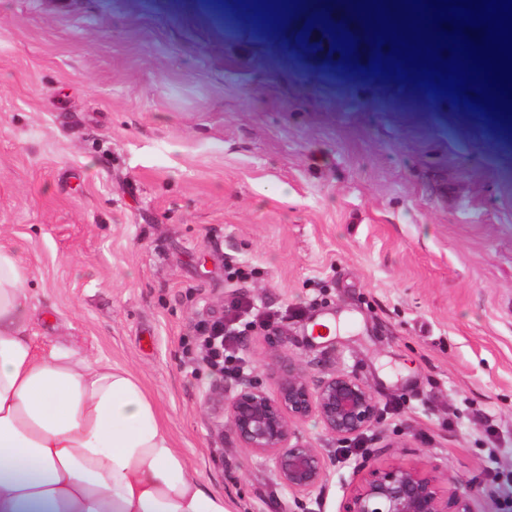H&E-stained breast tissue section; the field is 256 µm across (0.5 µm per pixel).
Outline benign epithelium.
<instances>
[{
    "instance_id": "1",
    "label": "benign epithelium",
    "mask_w": 512,
    "mask_h": 512,
    "mask_svg": "<svg viewBox=\"0 0 512 512\" xmlns=\"http://www.w3.org/2000/svg\"><path fill=\"white\" fill-rule=\"evenodd\" d=\"M274 391L256 377L241 376L209 394L217 418L227 417L229 436L266 465L297 503L320 488L326 457L307 444L299 425L314 416L339 443L364 437L380 420L369 387L346 371L313 385L295 363L274 354ZM346 512H470L465 495L441 485L437 476L392 465L372 468L350 488Z\"/></svg>"
}]
</instances>
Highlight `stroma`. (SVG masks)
<instances>
[{
    "mask_svg": "<svg viewBox=\"0 0 512 512\" xmlns=\"http://www.w3.org/2000/svg\"><path fill=\"white\" fill-rule=\"evenodd\" d=\"M300 20L181 0H0V246L27 271L39 341L131 369L177 448L230 512H295L222 435L223 384L188 350L250 301L235 353L311 379L343 370L382 419L327 453L305 512H344L357 465L415 467L512 493V148L482 114L311 57Z\"/></svg>",
    "mask_w": 512,
    "mask_h": 512,
    "instance_id": "1",
    "label": "stroma"
}]
</instances>
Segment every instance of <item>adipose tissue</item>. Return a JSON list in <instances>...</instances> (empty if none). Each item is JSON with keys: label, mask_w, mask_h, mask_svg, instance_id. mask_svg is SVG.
I'll list each match as a JSON object with an SVG mask.
<instances>
[{"label": "adipose tissue", "mask_w": 512, "mask_h": 512, "mask_svg": "<svg viewBox=\"0 0 512 512\" xmlns=\"http://www.w3.org/2000/svg\"><path fill=\"white\" fill-rule=\"evenodd\" d=\"M25 280L0 247V512H228L130 369L37 345Z\"/></svg>", "instance_id": "obj_1"}]
</instances>
